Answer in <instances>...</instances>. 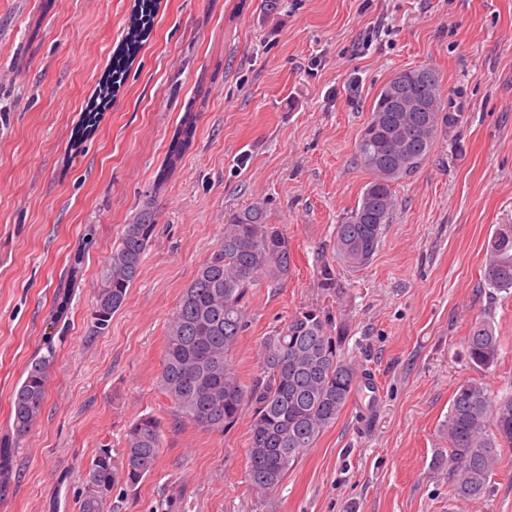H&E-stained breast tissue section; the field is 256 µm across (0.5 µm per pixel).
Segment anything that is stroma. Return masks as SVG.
Masks as SVG:
<instances>
[{
	"label": "stroma",
	"instance_id": "stroma-1",
	"mask_svg": "<svg viewBox=\"0 0 512 512\" xmlns=\"http://www.w3.org/2000/svg\"><path fill=\"white\" fill-rule=\"evenodd\" d=\"M138 2L0 0V443L25 368L55 350L41 415L0 473V512H78L96 448L121 449L142 414L163 425L156 469L109 512H512V449L478 500H455L435 464L459 383L512 394V292L483 276L497 226L512 224V0H279L271 12L264 0H158L111 109L73 146ZM421 66L460 120L395 184L372 262L337 263L342 290L327 293L316 263L335 260L336 226L371 179L355 146L376 94ZM187 113L193 137L157 182ZM255 201L293 261L281 285L249 292L240 379L257 372L264 337L316 307L381 386L376 403L356 395L266 496L245 482L249 415L203 431L158 384L183 289ZM146 204L157 229L141 273L108 331L93 332L99 270ZM480 319L502 344L487 372L466 358Z\"/></svg>",
	"mask_w": 512,
	"mask_h": 512
}]
</instances>
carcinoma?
I'll return each mask as SVG.
<instances>
[{"label":"carcinoma","instance_id":"obj_1","mask_svg":"<svg viewBox=\"0 0 512 512\" xmlns=\"http://www.w3.org/2000/svg\"><path fill=\"white\" fill-rule=\"evenodd\" d=\"M423 91L435 99L432 112L389 111L385 98L392 83L378 91L363 128L356 157L372 174L348 219L336 225V258L349 267L368 265L379 249L394 212L393 185L414 175L429 158L438 131L456 123L458 114L442 112L443 92L435 69L405 71L406 83L421 74ZM156 231L154 212L143 206L124 225L95 288V332L109 328L112 314L125 303L141 272ZM484 279L501 291L512 289V224L492 237ZM288 236L268 221L264 203L239 210L224 225L221 240L184 288L165 336L159 382L181 417L209 432L232 429L251 409L246 480L256 493H269L345 410L362 389L363 373L338 348L326 316L315 308L288 317L260 345V366L250 385L241 382L230 355L247 325L250 289L274 286L291 273ZM318 286L341 287L334 265L317 266ZM471 365L480 371L497 366L500 340L487 321L475 322L466 338ZM54 351L32 361L11 395L10 420L15 441L32 430L40 416ZM441 432L448 455V484L459 499L485 496L489 479L506 448H512V394L491 396L485 383L469 379L454 390ZM163 441L161 422L151 414L128 426L124 447L115 454L98 448L85 467L77 494L79 512H105L114 492H135L155 470Z\"/></svg>","mask_w":512,"mask_h":512}]
</instances>
